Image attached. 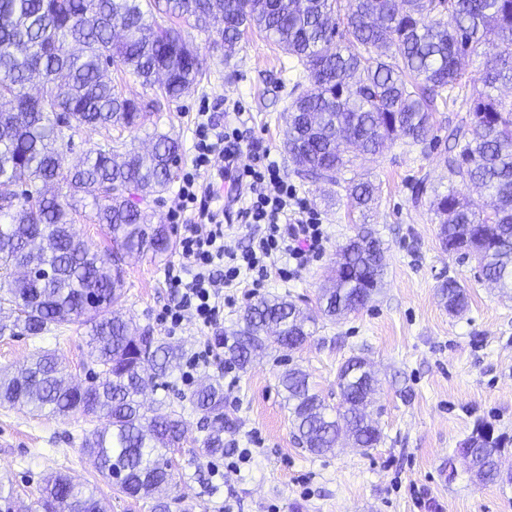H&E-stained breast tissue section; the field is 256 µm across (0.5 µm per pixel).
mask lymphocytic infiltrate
<instances>
[{"label": "lymphocytic infiltrate", "instance_id": "f902f5d3", "mask_svg": "<svg viewBox=\"0 0 512 512\" xmlns=\"http://www.w3.org/2000/svg\"><path fill=\"white\" fill-rule=\"evenodd\" d=\"M246 123L239 106L224 109L223 122L201 113L194 130L192 170L178 190L179 213H190L178 243V259L165 269L175 300L165 311L170 330L192 321L211 325L224 309L219 285L245 279L252 288L266 287L272 273L285 280L307 269L328 241L318 212L298 196L269 155L245 157L241 129ZM239 184L235 216L250 227L249 246L224 248L228 231L216 194L222 175Z\"/></svg>", "mask_w": 512, "mask_h": 512}]
</instances>
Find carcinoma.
Returning a JSON list of instances; mask_svg holds the SVG:
<instances>
[{"label": "carcinoma", "instance_id": "cac0c4a2", "mask_svg": "<svg viewBox=\"0 0 512 512\" xmlns=\"http://www.w3.org/2000/svg\"><path fill=\"white\" fill-rule=\"evenodd\" d=\"M216 29L224 58L241 36L256 30L301 67L288 106L285 148L306 178L346 184L360 214L376 187L345 174L357 154L377 155L405 138L419 145L446 93L463 87L465 59L495 31L501 50L486 61L481 85L465 98L470 122L448 128V178L455 187L436 194L431 210L451 254L475 258L483 277L512 292V100L491 93L512 84V0H0V276L13 326L38 337L63 323L87 329V361L97 378L85 388L64 384L55 354L38 353L18 377L0 379V403L105 426L83 433L81 447L98 472L132 498L154 497L174 481L168 454L185 435L184 410L163 395L146 409L142 388H168L183 353L149 327L135 328L112 310L123 295L122 254H166L169 228L155 224L133 201L170 187L180 158L177 139L156 135L151 150L119 149L107 136L76 165L65 162V131L131 129L188 94L203 76L196 49L180 23ZM130 74L158 91L125 96L111 72ZM56 184L65 193L50 194ZM475 186L492 200L477 209L464 190ZM90 200L94 220L112 241L101 253L70 226L78 203ZM385 249L363 224L338 250L333 287L317 310L283 296L248 304L236 329L211 341L224 362L241 370L268 349L301 347L317 318L359 310L380 288ZM32 261L48 276L14 280L11 271ZM439 292L448 311L466 307L467 293L448 278ZM297 439L314 455L336 447L344 431L357 448L382 439L368 406L376 380L365 358L339 367L340 401L332 407L311 392L298 368L279 379ZM206 422L202 455L224 454V386L211 378L189 396ZM512 439L503 434L467 449L470 467L487 481L500 477L499 457ZM13 484L0 481V512H15ZM37 512H104L94 488L57 474L46 481Z\"/></svg>", "mask_w": 512, "mask_h": 512}]
</instances>
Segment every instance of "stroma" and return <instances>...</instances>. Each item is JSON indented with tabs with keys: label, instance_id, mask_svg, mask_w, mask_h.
<instances>
[{
	"label": "stroma",
	"instance_id": "obj_1",
	"mask_svg": "<svg viewBox=\"0 0 512 512\" xmlns=\"http://www.w3.org/2000/svg\"><path fill=\"white\" fill-rule=\"evenodd\" d=\"M183 35L203 58L206 78L164 108L156 122L112 135L142 148L154 132L173 133L185 169L200 109L209 107L220 119L225 103H239L249 117V144L270 149L289 182L321 214L329 236L325 253L308 270L288 281L271 276L262 293L315 307L330 285L339 245L355 232L358 211L344 187L302 179L288 159L284 116L296 62L256 32L245 35L229 59L211 36L190 27ZM468 118L462 101L449 103L434 114L430 141L414 146L399 139L382 154L357 159L359 177L377 187L368 222L386 247L381 290L365 308L319 320L301 348L279 350L246 369L217 363L190 382L181 371L172 373L170 398L185 408L196 383L219 379L224 410L233 422L224 433L223 455L204 457L199 453L204 424L186 408L187 430L174 455L175 484L168 492L172 512L187 505L192 512H512V483L477 482L459 454L476 423L512 436V297L481 279L474 259L442 248L429 201L415 203L412 195L414 182L422 178L436 193H447L448 125ZM176 257L172 251L125 258L119 307L189 357L208 346L215 330L233 329L251 298L245 284L226 288L232 302L216 327L189 322L168 336L158 314L171 300L164 268ZM451 277L468 290V304L458 313L449 312L438 293L440 283ZM40 351L55 353L68 378L85 383L84 333L72 324L37 338L17 329L0 332V375L16 372ZM353 355L365 356L379 381L373 417L382 440L364 451L343 439L333 452L313 455L293 435L279 377L300 368L313 391L333 405L337 370ZM89 427L78 415H34L0 405V479L12 483L22 506H33L45 479L61 473L98 487L107 512H152L153 499L126 497L104 482L81 448ZM244 450L245 462L239 459Z\"/></svg>",
	"mask_w": 512,
	"mask_h": 512
}]
</instances>
